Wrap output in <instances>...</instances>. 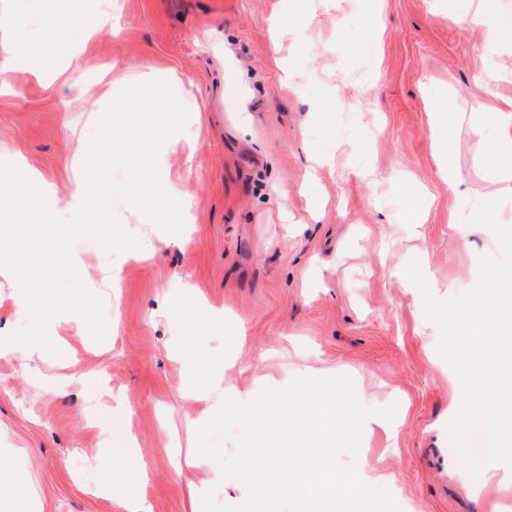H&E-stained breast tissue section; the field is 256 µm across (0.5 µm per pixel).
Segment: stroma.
Listing matches in <instances>:
<instances>
[{
    "label": "stroma",
    "mask_w": 512,
    "mask_h": 512,
    "mask_svg": "<svg viewBox=\"0 0 512 512\" xmlns=\"http://www.w3.org/2000/svg\"><path fill=\"white\" fill-rule=\"evenodd\" d=\"M459 0H0V67L17 37L39 41L48 14L90 38L80 77L53 83L13 71L0 86V171L39 173L59 193L73 158H87L110 106L154 68L185 100L186 119L160 158L168 194L189 199L191 223L171 233L121 195L107 209L152 256L74 239V279L101 303L87 320L60 316L66 349L0 354V458L32 488L36 512H237L247 483L225 474L244 427L209 440L220 458L190 468L200 432L224 405V386L246 404L314 373L345 378L365 410L394 433L360 434L342 463L386 474L400 512H512V484L473 430L450 434L463 400L449 379L426 296L456 300L479 283L483 260L506 259L499 238L474 224L493 205L512 230V190L481 158L490 127L469 90L491 65L512 69V32L497 56L484 32L459 24ZM283 18L278 39L272 18ZM125 64L121 81L98 75ZM456 97H449V89ZM453 100L451 114L441 113ZM451 121L457 190L439 175L430 113ZM470 217L466 233L449 212ZM429 293L407 276L410 263ZM120 285H108L110 275ZM223 360L222 388L198 393L186 359ZM101 376L97 391L73 372ZM117 427L103 435L98 419ZM134 446L144 481L111 469L107 449ZM476 465L468 467L464 452Z\"/></svg>",
    "instance_id": "stroma-1"
}]
</instances>
